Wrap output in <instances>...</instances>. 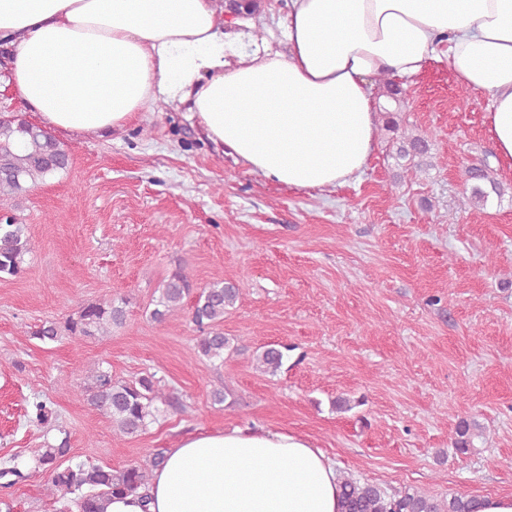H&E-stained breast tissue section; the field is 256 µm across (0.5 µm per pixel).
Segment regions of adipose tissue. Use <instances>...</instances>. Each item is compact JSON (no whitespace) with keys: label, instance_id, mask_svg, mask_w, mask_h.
<instances>
[{"label":"adipose tissue","instance_id":"1","mask_svg":"<svg viewBox=\"0 0 512 512\" xmlns=\"http://www.w3.org/2000/svg\"><path fill=\"white\" fill-rule=\"evenodd\" d=\"M219 0H0L9 82L43 127L103 137L159 102L250 172L329 189L358 178L377 142L373 77L408 81L447 61L487 96L492 141L512 161V0H291L280 34ZM335 461L302 436L195 433L153 468L149 503L105 512H341Z\"/></svg>","mask_w":512,"mask_h":512}]
</instances>
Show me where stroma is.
I'll return each mask as SVG.
<instances>
[{
	"label": "stroma",
	"mask_w": 512,
	"mask_h": 512,
	"mask_svg": "<svg viewBox=\"0 0 512 512\" xmlns=\"http://www.w3.org/2000/svg\"><path fill=\"white\" fill-rule=\"evenodd\" d=\"M408 89L401 117L433 153L413 180L385 129L360 178L326 190L267 183L179 108L104 139L56 133L71 165L15 200L34 250L24 276L0 280V469L28 475L14 512H55L33 459L61 435L72 463L117 469L183 436L245 426L306 436L363 481L512 493V164L493 151L485 95L459 109L447 62ZM482 159L504 192L475 209L464 170ZM179 266L200 288L243 283L224 315L236 351L223 365L199 357L188 311L150 317ZM121 298L127 320L111 335L77 346L27 332ZM271 343L290 348L274 376L254 363ZM91 364L119 380L154 373L188 410L165 408L140 436L118 437L88 401ZM36 394L57 414L50 426L29 419ZM339 396L350 410L333 408ZM464 419L480 427L465 455L453 447Z\"/></svg>",
	"instance_id": "stroma-1"
}]
</instances>
